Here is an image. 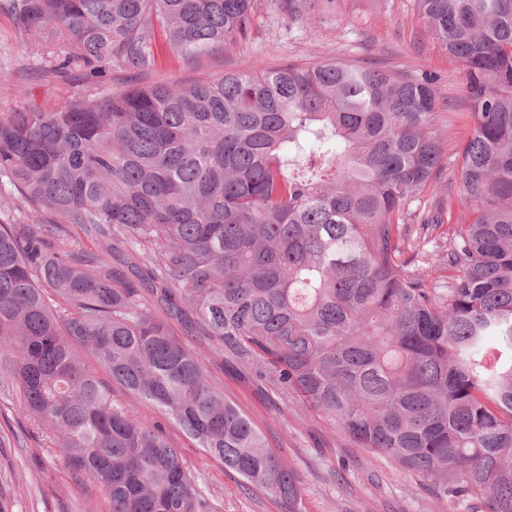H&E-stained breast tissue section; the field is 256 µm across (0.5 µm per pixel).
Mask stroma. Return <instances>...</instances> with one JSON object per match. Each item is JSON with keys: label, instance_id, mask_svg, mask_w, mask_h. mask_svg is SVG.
I'll list each match as a JSON object with an SVG mask.
<instances>
[{"label": "stroma", "instance_id": "obj_1", "mask_svg": "<svg viewBox=\"0 0 512 512\" xmlns=\"http://www.w3.org/2000/svg\"><path fill=\"white\" fill-rule=\"evenodd\" d=\"M330 61L436 77L444 161L411 205V233L439 259L429 279H447L441 260L447 255L448 235L467 215L460 207H449L448 200L460 193L455 162L472 134L471 108L462 65L441 48L414 0H305L297 14L289 12L287 0H259L246 38L192 60L164 50L155 69L133 78L117 68L92 78L76 63L53 71V51L34 45L4 9L0 72L10 76L11 90L0 99V112L34 103L61 105L78 94L98 97L133 86H185L219 78L247 63L267 69ZM439 208L445 211L441 224H421L419 213ZM198 350L225 397L248 415L297 475L304 512H472L468 500L437 495L429 480L358 447L322 415L301 411L296 400L281 399L245 370L225 364L223 353L203 344ZM93 371L110 387L113 403L134 407L146 423L161 426L220 512H281L273 497L249 490L239 474L204 454L172 420L113 383L105 368L97 365ZM0 502L7 512H85L90 503L97 512L110 510L92 486L72 480L55 449L19 410L0 416Z\"/></svg>", "mask_w": 512, "mask_h": 512}]
</instances>
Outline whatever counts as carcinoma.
<instances>
[{
  "label": "carcinoma",
  "instance_id": "carcinoma-1",
  "mask_svg": "<svg viewBox=\"0 0 512 512\" xmlns=\"http://www.w3.org/2000/svg\"><path fill=\"white\" fill-rule=\"evenodd\" d=\"M254 0H0L97 76L246 33ZM463 66L471 214L448 280L406 267L409 206L442 153L434 77L341 61L245 66L0 112V408L18 399L111 512H215L157 425L112 403L84 346L252 488L303 512L300 482L208 380L200 336L361 448L512 512V0H417ZM78 228L99 249L76 243ZM112 255V264L100 253ZM5 203L9 206V218L13 224H27V214L18 195L9 184L0 182L1 217Z\"/></svg>",
  "mask_w": 512,
  "mask_h": 512
}]
</instances>
